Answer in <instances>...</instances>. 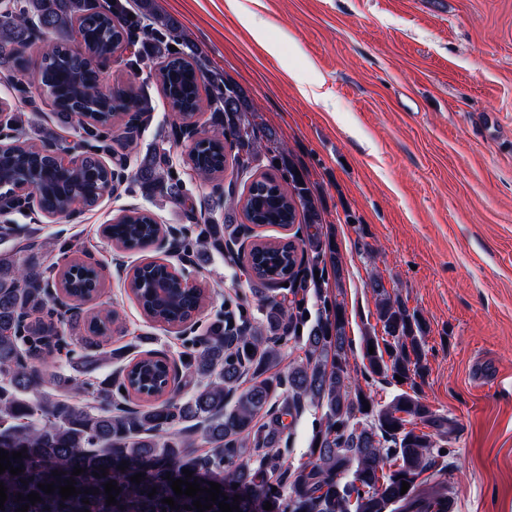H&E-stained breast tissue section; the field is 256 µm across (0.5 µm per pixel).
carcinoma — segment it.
<instances>
[{
	"mask_svg": "<svg viewBox=\"0 0 512 512\" xmlns=\"http://www.w3.org/2000/svg\"><path fill=\"white\" fill-rule=\"evenodd\" d=\"M140 10L130 18L119 0L110 5L99 0H7L0 4V59L18 64L35 43L58 39L47 47L44 76L35 91L52 101L61 93L64 105L56 112L61 124L72 122L74 106L90 112L96 124H113L114 97L123 100L127 112L149 111L144 95L117 90L103 99L96 92L91 61L108 60L121 49L162 60L163 92L179 104L188 122L201 110L199 89L206 84L214 105L211 120L221 125L224 147L233 152V171L250 184L240 196L229 181L216 201L224 209V223L195 225L194 241L187 247L213 249L236 261L240 255L233 247L246 222L294 226L295 234L285 241L253 244L245 262L253 269L250 293L261 318L249 322L243 303L226 306L203 333L189 339L178 356L181 376L191 386L183 398L181 385L167 384L153 350L141 351L126 376L118 371L93 375L106 355L88 340L78 351L73 339L84 321V287L62 278L75 304L56 309L47 286L57 256L42 252L40 230L20 238L10 225H0V449L23 453L11 460L22 473L0 475L7 487L5 512H17L25 505L17 494L33 491L41 501L29 505L28 512H197L193 498L178 496L171 488V480L179 478L194 479L203 488L220 484L228 504L241 496L235 503L240 512H262L267 502L277 512H454L448 486H429L423 478L437 466L447 468L435 437L448 433V419L406 391L381 405L362 386L376 378L416 385L426 368L425 321L392 296L381 277L371 278L368 287L382 335L365 331L363 370L351 366L345 304L328 292L329 280L339 283L343 276L337 247L330 239L319 241L311 259L298 255L300 244L306 243L299 233L322 223L318 197L302 168L255 121V110L240 87L185 52L178 28L153 13L151 0H140ZM147 17L151 23L141 24ZM72 37L79 55L68 46ZM36 156L37 145L16 142L13 160L0 165V183L7 185L24 171L37 175ZM218 156L192 147L188 152L189 164L210 179L224 172ZM265 159L281 166V178L260 171ZM103 178V167L90 158L43 197L44 207L65 216L75 199L94 205ZM130 179L146 194H165L182 206L192 200L172 178L164 151L142 159ZM111 229L112 240L123 243L148 239L158 227L149 214L133 210ZM129 288L157 323L171 324L204 302L203 292L185 293L162 265L139 269ZM308 295L315 299L313 313L305 306ZM290 343L302 345L305 357L279 375L273 369ZM397 375L403 381L395 380ZM307 408L321 411V418L308 461L288 473L281 470L280 448L288 444L290 429L283 417H296ZM262 414L267 421L260 423ZM419 424L433 432L418 429ZM203 445L207 451L202 453ZM102 466L107 468L104 477L99 475ZM76 467L84 472L73 474ZM185 469L193 471L192 477L183 474ZM138 473L144 474L143 481H130ZM71 479L81 494L66 500L57 490L47 494L37 487H59ZM109 481L121 487L118 504L111 506L104 490ZM404 481L409 489L402 495ZM96 488L97 494L83 493ZM153 488L157 493L150 497ZM168 497L180 508L161 503Z\"/></svg>",
	"mask_w": 512,
	"mask_h": 512,
	"instance_id": "obj_1",
	"label": "carcinoma"
}]
</instances>
